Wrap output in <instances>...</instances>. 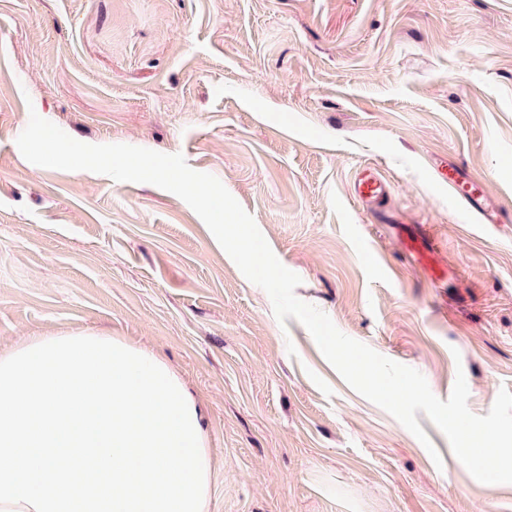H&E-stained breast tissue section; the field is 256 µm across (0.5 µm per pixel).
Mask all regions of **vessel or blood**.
Wrapping results in <instances>:
<instances>
[{
	"mask_svg": "<svg viewBox=\"0 0 512 512\" xmlns=\"http://www.w3.org/2000/svg\"><path fill=\"white\" fill-rule=\"evenodd\" d=\"M436 178L447 184L458 202L473 211L481 223L495 227L512 222V211L491 200L481 179L465 167L447 164L438 168ZM354 196L372 211L378 223L394 222L390 187L377 174L368 170L360 174L354 183Z\"/></svg>",
	"mask_w": 512,
	"mask_h": 512,
	"instance_id": "b4317fda",
	"label": "vessel or blood"
}]
</instances>
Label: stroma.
<instances>
[{
    "label": "stroma",
    "instance_id": "35a3bbf8",
    "mask_svg": "<svg viewBox=\"0 0 512 512\" xmlns=\"http://www.w3.org/2000/svg\"><path fill=\"white\" fill-rule=\"evenodd\" d=\"M87 144L182 154L254 218L296 296L448 399L512 391V0H0V349L109 333L182 378L217 465L210 512H512L425 414L443 458L278 323L202 219L148 183L28 162L30 112ZM377 169L398 224L353 198ZM426 237L450 264L406 259ZM435 178L441 183L448 184V190L458 202L473 211L482 224L493 227L511 224L512 211H507L491 200L481 179L465 167L448 163L437 169Z\"/></svg>",
    "mask_w": 512,
    "mask_h": 512
}]
</instances>
